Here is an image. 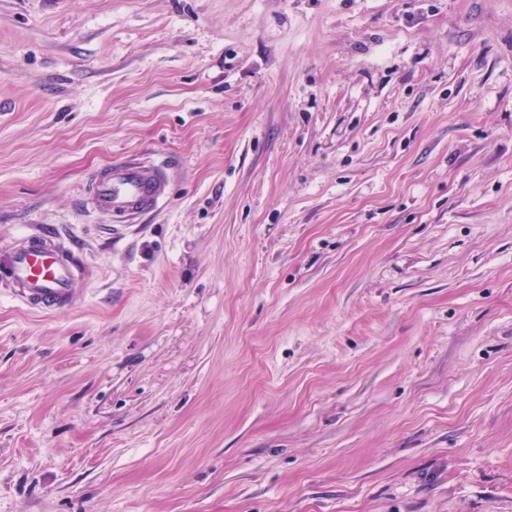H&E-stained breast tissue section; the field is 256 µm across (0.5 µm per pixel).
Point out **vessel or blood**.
Returning a JSON list of instances; mask_svg holds the SVG:
<instances>
[{
    "mask_svg": "<svg viewBox=\"0 0 512 512\" xmlns=\"http://www.w3.org/2000/svg\"><path fill=\"white\" fill-rule=\"evenodd\" d=\"M169 191L164 165L126 160L112 162L88 183L94 209L121 221L156 209ZM94 277V268L78 261L74 249L49 226L24 233L14 246L0 250V289L41 312L75 307Z\"/></svg>",
    "mask_w": 512,
    "mask_h": 512,
    "instance_id": "vessel-or-blood-1",
    "label": "vessel or blood"
}]
</instances>
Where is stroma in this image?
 Segmentation results:
<instances>
[{"mask_svg": "<svg viewBox=\"0 0 512 512\" xmlns=\"http://www.w3.org/2000/svg\"><path fill=\"white\" fill-rule=\"evenodd\" d=\"M42 225L97 277L0 294V512H512V0H0ZM170 191V175L162 164L118 160L94 175L88 199L96 211L128 221L159 207Z\"/></svg>", "mask_w": 512, "mask_h": 512, "instance_id": "stroma-1", "label": "stroma"}]
</instances>
